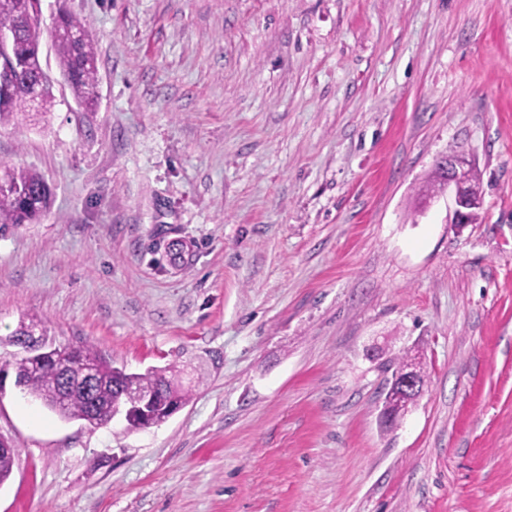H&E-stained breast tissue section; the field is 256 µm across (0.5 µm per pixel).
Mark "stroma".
I'll return each instance as SVG.
<instances>
[{"label": "stroma", "mask_w": 512, "mask_h": 512, "mask_svg": "<svg viewBox=\"0 0 512 512\" xmlns=\"http://www.w3.org/2000/svg\"><path fill=\"white\" fill-rule=\"evenodd\" d=\"M62 9L98 107L43 37L54 103L0 126L52 189L0 230V368L32 319L192 393L93 428L5 379L0 512H512V0H41L44 28ZM456 152L477 224L424 195ZM407 349L425 385L387 429ZM51 35L60 72L72 95L85 111H95L98 53L86 22L70 13L60 12Z\"/></svg>", "instance_id": "1"}]
</instances>
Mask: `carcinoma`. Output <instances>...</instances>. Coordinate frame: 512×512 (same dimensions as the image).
Returning <instances> with one entry per match:
<instances>
[{
    "mask_svg": "<svg viewBox=\"0 0 512 512\" xmlns=\"http://www.w3.org/2000/svg\"><path fill=\"white\" fill-rule=\"evenodd\" d=\"M37 0H0V31L14 33L8 53L0 52V72L9 70L13 79L0 81V125L15 121L32 110L48 112L53 101V82L29 83L39 76L40 42L29 36L24 25V12ZM52 41L60 72L72 95L87 112L98 103V53L96 43L83 20L61 12L52 26ZM448 169L438 163L427 182L426 192L437 195L443 190ZM52 191L44 177L27 168L0 164V229L8 224H32L40 220L50 206ZM94 364L96 381L87 392L74 383L80 363ZM414 366L420 384H425V371L420 358L410 352L398 357L397 368ZM15 385L62 420L83 421L101 427L112 421V408L119 406L123 392L130 386L154 398L151 412L161 423L173 403L186 404L191 389L183 385L180 374L165 369H148L143 373H127L112 366L92 344L73 350L57 346L50 354L35 349L24 350L12 362ZM15 449L0 448V484L13 470Z\"/></svg>",
    "mask_w": 512,
    "mask_h": 512,
    "instance_id": "1",
    "label": "carcinoma"
}]
</instances>
